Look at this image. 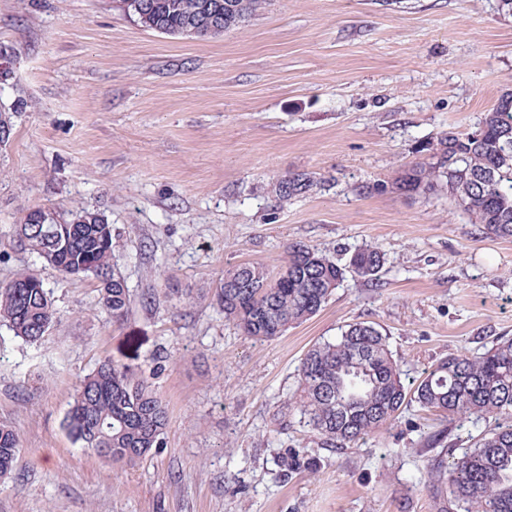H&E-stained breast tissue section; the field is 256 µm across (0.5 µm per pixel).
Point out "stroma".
Instances as JSON below:
<instances>
[{
    "instance_id": "stroma-1",
    "label": "stroma",
    "mask_w": 512,
    "mask_h": 512,
    "mask_svg": "<svg viewBox=\"0 0 512 512\" xmlns=\"http://www.w3.org/2000/svg\"><path fill=\"white\" fill-rule=\"evenodd\" d=\"M0 285L38 276L57 319L35 344L0 325V424L20 456L0 512H445L424 488L430 436L486 427L411 405L351 447L321 445L283 406L315 343L347 324L388 334L407 381L512 337V240L443 192L373 191L441 134L473 130L512 92V16L498 0H264L217 37L143 27L113 0H0ZM320 187L288 202L277 180ZM111 224L133 300L113 323L98 283L18 242L29 210ZM385 255L378 283L347 275L314 317L258 341L214 301L225 269L278 273L289 244ZM161 396L162 448L127 467L87 456L65 426L104 359ZM316 459V472L283 458ZM317 187V182L306 173L294 174L281 178L274 184L277 198L288 202L293 197L303 195Z\"/></svg>"
}]
</instances>
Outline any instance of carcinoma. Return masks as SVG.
<instances>
[{
	"mask_svg": "<svg viewBox=\"0 0 512 512\" xmlns=\"http://www.w3.org/2000/svg\"><path fill=\"white\" fill-rule=\"evenodd\" d=\"M139 23L171 36L195 31L213 37L239 25L261 8L262 0H118ZM426 157L401 170L391 189L417 195L451 187L450 197L487 233L512 240V92L503 94L476 129L442 134L422 146ZM317 186L305 173L274 184L283 202ZM23 246L67 275L94 277L100 303L119 323L132 298L116 272L112 225L100 213L79 209L71 224H47L42 211L16 225ZM385 264L373 245L355 250L346 263L296 243L288 246L278 277L261 264L224 271L217 304L224 319L244 335L270 340L320 311L348 272L372 282ZM43 282L18 272L0 287V323L26 343L38 342L56 319ZM298 387L288 409H298L323 444L342 449L388 429L415 403L452 420L494 421L473 447L451 461L427 462V487L449 492L461 512H512V338L502 337L473 354L440 360L416 383H405L376 325H347L332 341L308 349L297 368ZM168 411L157 393L131 367L110 359L79 380L65 423L84 452L128 466L163 446ZM16 431L0 425V478L13 471Z\"/></svg>",
	"mask_w": 512,
	"mask_h": 512,
	"instance_id": "cac0c4a2",
	"label": "carcinoma"
}]
</instances>
